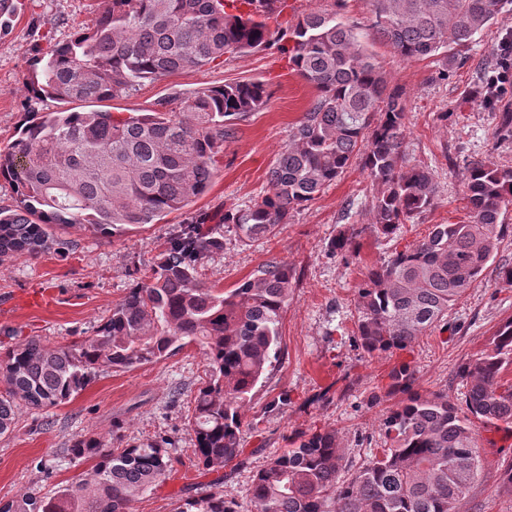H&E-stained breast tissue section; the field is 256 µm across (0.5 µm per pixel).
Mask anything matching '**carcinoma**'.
<instances>
[{
  "instance_id": "obj_1",
  "label": "carcinoma",
  "mask_w": 512,
  "mask_h": 512,
  "mask_svg": "<svg viewBox=\"0 0 512 512\" xmlns=\"http://www.w3.org/2000/svg\"><path fill=\"white\" fill-rule=\"evenodd\" d=\"M373 37L401 60L439 56V79L461 61L464 47L499 20L512 0H371ZM288 0H109L93 28L77 32L41 59L32 91L67 103L129 96L147 82L275 47L317 95L269 171V190L224 211L247 240L286 224L293 213L359 159L377 193V234H396L431 210L438 182L405 153L406 98L353 28L332 14L309 13L291 28L267 20ZM141 115L110 111L48 112L24 120L19 137L0 150V178L15 203L0 209V255L69 245L55 228L89 225L115 235L186 209L212 181L216 157L236 121L262 110V82H233L187 92ZM469 220L436 224L427 238L367 268L357 291L353 336L369 355L403 351L427 331L448 324V312L477 287L498 252L512 167L474 160L465 168ZM192 216L173 228L149 270L114 307L95 334L73 345L38 340L0 351V436L12 432L15 407H58L100 372L124 370L195 344L206 379L194 396L188 425L194 455L217 472L243 454L241 409L264 378L280 344L294 274L271 260L224 291L198 276L203 260L224 248L217 228ZM332 249L359 255L348 236ZM512 317L490 349L467 359L458 375L464 403L418 388L409 363L389 373V393L403 398L383 418L384 448L360 465L339 448L338 431L297 433L289 448L253 478L252 512H455L482 471L476 424L512 427ZM86 433L70 440L81 478L52 495L24 493L0 512H133L173 470L165 443L115 446ZM174 512H237L216 489L182 498Z\"/></svg>"
}]
</instances>
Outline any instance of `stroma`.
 Segmentation results:
<instances>
[{
	"label": "stroma",
	"mask_w": 512,
	"mask_h": 512,
	"mask_svg": "<svg viewBox=\"0 0 512 512\" xmlns=\"http://www.w3.org/2000/svg\"><path fill=\"white\" fill-rule=\"evenodd\" d=\"M295 14L336 13L356 32L387 72L391 86L406 96V141L410 163L428 166L439 183L436 206L404 225L391 238L370 226L376 194L359 163L297 211L273 234L250 242L234 225H224V248L205 258L201 280L232 289L272 259L294 270V284L281 325V353L244 409V465L224 467V492L238 512H251L250 486L256 472L289 445L299 431L335 429L354 462L383 447L381 422L398 395L388 392L391 369L402 362L417 371L421 389L447 393L462 403L459 365L489 346L497 326L512 317V287L488 267L448 314V325L419 337L408 349L367 355L353 331L357 288L367 267L428 234L432 225L467 220L461 174L473 159L512 166V138L496 134L498 117L479 99L483 77L494 67L498 45L512 30V17L476 36L465 59L439 80V58L402 61L369 36L370 0H292ZM107 0H21L7 27L0 28V150L18 137L26 113L67 110L63 101L35 95L36 62L74 30L93 27ZM238 81L268 85V106L239 121L234 137L217 158L208 191L186 211L114 237L80 227L56 234L69 252L0 259V346L30 338L56 346L92 335L132 287L135 268L153 264L173 225L186 216L220 217L269 187L268 175L293 126L317 95L276 50L230 58L218 65L176 72L126 97L104 101L112 112H147L179 93ZM354 237L360 253L342 258L331 249L339 234ZM206 362L195 345L156 363L101 372L69 403L48 410L21 408L14 430L0 437V501L26 492L59 490L88 469L71 462L72 437L122 435L129 444L166 440L175 469L134 512H172L176 501L212 491L213 474L194 458V434L187 425L190 402L205 378ZM379 405H370L372 395ZM484 466L457 512H512V493L499 488L497 462L512 457V430L480 429Z\"/></svg>",
	"instance_id": "stroma-1"
}]
</instances>
